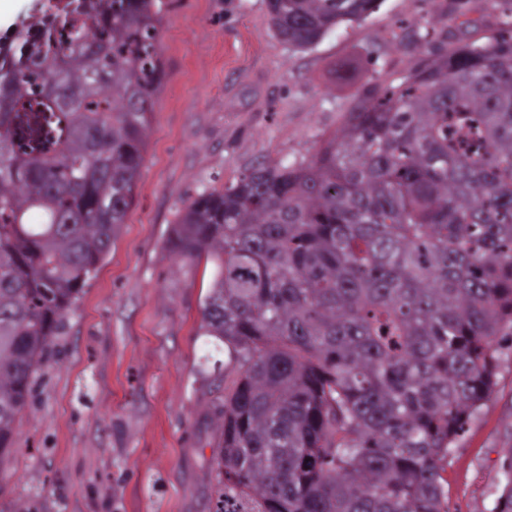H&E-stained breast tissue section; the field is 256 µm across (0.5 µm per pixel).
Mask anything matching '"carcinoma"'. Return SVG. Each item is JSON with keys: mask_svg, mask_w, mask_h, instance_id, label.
Wrapping results in <instances>:
<instances>
[{"mask_svg": "<svg viewBox=\"0 0 512 512\" xmlns=\"http://www.w3.org/2000/svg\"><path fill=\"white\" fill-rule=\"evenodd\" d=\"M381 0H267L295 48ZM156 0H61L0 44V459L145 164ZM213 264L211 512H448V455L512 336V36L370 84L307 162L252 166L169 240ZM492 512H512V448Z\"/></svg>", "mask_w": 512, "mask_h": 512, "instance_id": "1", "label": "carcinoma"}]
</instances>
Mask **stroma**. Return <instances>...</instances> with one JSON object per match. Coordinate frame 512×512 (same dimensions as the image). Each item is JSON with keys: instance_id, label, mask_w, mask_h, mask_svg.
I'll return each instance as SVG.
<instances>
[{"instance_id": "1", "label": "stroma", "mask_w": 512, "mask_h": 512, "mask_svg": "<svg viewBox=\"0 0 512 512\" xmlns=\"http://www.w3.org/2000/svg\"><path fill=\"white\" fill-rule=\"evenodd\" d=\"M497 0H383L296 49L266 0H163L164 77L154 97L134 201L38 374L12 454L0 460V512H209L213 417L227 356L202 335L212 271L168 248L180 212L246 167L310 160L364 84L396 81L438 37L512 32ZM512 448V346L497 384L448 457L450 512H492Z\"/></svg>"}]
</instances>
